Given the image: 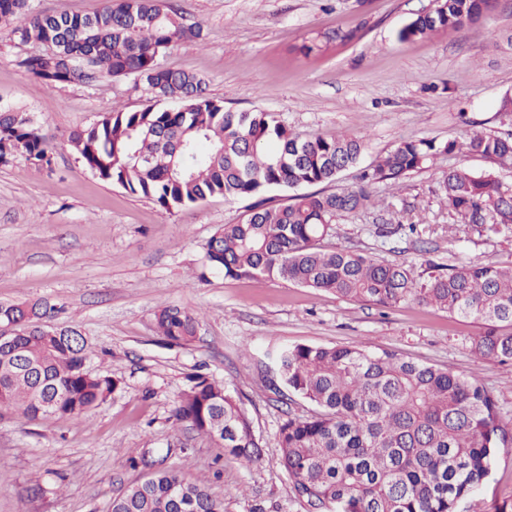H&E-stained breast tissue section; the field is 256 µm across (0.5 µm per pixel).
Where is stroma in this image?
<instances>
[{"mask_svg":"<svg viewBox=\"0 0 512 512\" xmlns=\"http://www.w3.org/2000/svg\"><path fill=\"white\" fill-rule=\"evenodd\" d=\"M203 42L163 55L164 67L205 82L236 111L274 114L294 133L362 135L365 162L415 139L464 140L512 132L500 112L512 95V0L479 23L402 42L398 31L433 0H167ZM357 31L344 42L341 34ZM332 36L311 55L303 44ZM29 44L0 32V99L32 113L52 147L51 169L18 154L0 164V303L45 300L86 339L91 368L123 389L81 416L30 421L0 411V512H109L148 454L204 479L224 512H312L297 502L280 465L279 427L313 407L283 404L274 355L286 345L365 344L478 379L512 428V366L475 357L478 325L417 304L384 309L281 280L234 278L204 265L215 230L244 221L249 201L216 196L175 211L99 179L69 135L112 110L136 112L155 98L136 76L89 88L47 89L19 65ZM512 167L466 152L440 154L399 182L365 185L369 207L336 216L327 243L414 266L468 262L512 266V231L454 226L437 180L448 170ZM416 233H409V225ZM176 306L198 316L191 343L163 345L154 315ZM200 372L243 402L261 448L246 465L172 416L189 375ZM459 512H512V450Z\"/></svg>","mask_w":512,"mask_h":512,"instance_id":"obj_1","label":"stroma"}]
</instances>
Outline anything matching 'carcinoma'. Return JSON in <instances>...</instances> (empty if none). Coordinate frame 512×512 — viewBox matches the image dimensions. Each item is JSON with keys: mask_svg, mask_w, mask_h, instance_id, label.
<instances>
[{"mask_svg": "<svg viewBox=\"0 0 512 512\" xmlns=\"http://www.w3.org/2000/svg\"><path fill=\"white\" fill-rule=\"evenodd\" d=\"M494 0H440L411 20L399 40L473 25ZM0 27L39 51L19 65L53 90L78 82L94 87L134 75L167 107L112 110L69 139L100 179L155 201L166 211L220 195L254 198L240 224L219 227L205 264L230 277H265L332 292L385 308L436 306L480 325L471 351L512 364V268L484 263L448 267L422 277L404 264L377 261L323 245L333 219L371 203L366 189L318 191L276 205L272 189L329 185L356 166L365 139L301 138L269 112H233L206 93L194 74L166 68L159 57L203 27L187 24L165 0H106L92 15L46 14L31 0H0ZM457 149L512 165V137L474 133L464 142L404 141L363 171V182H396L436 154ZM37 168L51 162L48 141L23 109L0 103V163L14 153ZM438 195L460 224L512 229V186L491 173L453 169ZM54 308L35 302L0 304L13 342L0 343V407L30 421L49 414L80 416L122 389L118 378L88 366V348L74 328L51 336L37 322ZM169 344L194 340L198 318L178 307L155 313ZM288 400L317 407L290 415L279 428L281 465L296 499L331 512H456L488 477L497 455L512 446L494 398L476 379L405 360L364 344L285 346L275 355ZM175 420L221 443L249 465L260 443L240 398L203 374L188 377ZM110 512H224L210 488L176 469H159L112 498Z\"/></svg>", "mask_w": 512, "mask_h": 512, "instance_id": "obj_1", "label": "carcinoma"}]
</instances>
